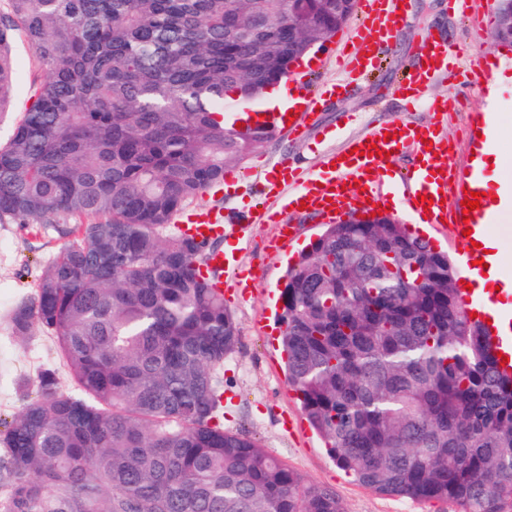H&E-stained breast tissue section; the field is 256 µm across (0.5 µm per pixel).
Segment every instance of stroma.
<instances>
[{
  "instance_id": "obj_1",
  "label": "stroma",
  "mask_w": 512,
  "mask_h": 512,
  "mask_svg": "<svg viewBox=\"0 0 512 512\" xmlns=\"http://www.w3.org/2000/svg\"><path fill=\"white\" fill-rule=\"evenodd\" d=\"M406 5L405 20L391 30L390 41L373 70L352 78L341 96L320 105L315 123L304 136L276 130L250 156L232 164V171L245 173V180L223 195L203 194L197 206L216 204L225 213L237 214L252 199L266 160L285 156L307 167L326 149L341 147L347 138L363 134L371 126L403 115L418 124H431L430 112H407L396 94L421 54L422 40L429 36L445 40L460 52L453 80H433L426 91L428 97L448 101L450 112L441 133L453 144L457 166L463 168L470 162L471 116L485 110L492 111L499 128L496 149L512 158V49L502 47L494 37L497 0H474L465 15L449 9L448 0H406ZM363 21L362 11H355L316 54L314 64L301 70L311 89L342 79L343 64L336 59L338 45ZM13 56L14 98L10 111L0 115L1 143L21 119L34 83L45 74L23 36H16ZM495 59L500 62L498 72L486 73L485 61ZM288 221L297 226L298 235L277 255L269 248L277 232L273 224L253 225L247 238L223 241L224 248L233 251L239 268L253 273L247 288L237 287L233 270H225L223 275L225 304L239 328L238 344L224 361L225 428L247 431L305 483L333 488L346 512H454L449 503L383 496L352 481L337 467L316 432L297 433L286 427V419L302 417L303 412L288 385L281 358L282 327L275 318L280 284L289 265L324 230L321 219L312 214L294 213ZM60 248V240L51 231L36 233L12 219L0 220V421L17 412L24 397L23 383L35 382L42 369L56 370L64 392L76 390L50 335L38 329L21 340L5 320L16 303L33 294L41 269Z\"/></svg>"
}]
</instances>
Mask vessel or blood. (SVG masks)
Wrapping results in <instances>:
<instances>
[{"mask_svg":"<svg viewBox=\"0 0 512 512\" xmlns=\"http://www.w3.org/2000/svg\"><path fill=\"white\" fill-rule=\"evenodd\" d=\"M399 3L400 0H363V12L369 23L350 38L353 50L347 55L349 75L376 65L387 30L402 19ZM453 56V50L442 41L431 39L424 43L419 70L397 89L408 109L422 105L433 112L446 111L447 101L428 98L424 90L427 80L448 76L449 61ZM337 89V83L331 82L314 95L304 82L293 81L288 91L296 102L293 113L269 112L262 116L256 112H241L237 121L249 127L261 122L274 127L285 126L295 135L310 124L318 100L333 97ZM411 143L415 144L421 163L410 177L403 207L415 223H449L458 235L465 228L485 229L494 223L496 213L487 198L481 201L479 209L470 212L467 225L457 224L454 212L461 209L471 193L483 192L487 197L494 194L496 180L459 169L448 150L447 139L440 132L405 119L378 125L368 134L350 139L348 145L353 148V155L347 156L340 151L325 153L316 170L309 175L303 174L285 158L266 164L260 178L259 195L264 199L283 200L285 208L294 211L304 206L326 220H335L343 209L362 210L368 199L379 196L378 173L388 169L395 154ZM176 229L198 241L224 234L220 216L208 210H197L180 218ZM227 262L223 251L214 250L201 268L203 276L210 278L216 289L224 287L218 273Z\"/></svg>","mask_w":512,"mask_h":512,"instance_id":"1","label":"vessel or blood"}]
</instances>
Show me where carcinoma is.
I'll return each mask as SVG.
<instances>
[{
    "mask_svg": "<svg viewBox=\"0 0 512 512\" xmlns=\"http://www.w3.org/2000/svg\"><path fill=\"white\" fill-rule=\"evenodd\" d=\"M45 76L0 144V219L65 240L8 314L51 335L57 374L9 423L0 512H345L245 431L224 429L239 329L173 217L272 137L224 124L353 0H6ZM288 384L336 464L376 493L512 512V373L448 257L389 215L342 219L280 289Z\"/></svg>",
    "mask_w": 512,
    "mask_h": 512,
    "instance_id": "1",
    "label": "carcinoma"
}]
</instances>
